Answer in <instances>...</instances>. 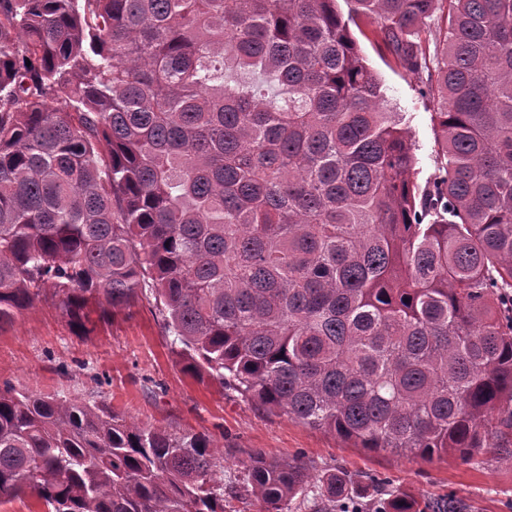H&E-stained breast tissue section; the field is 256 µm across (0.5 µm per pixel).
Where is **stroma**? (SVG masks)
<instances>
[{
  "mask_svg": "<svg viewBox=\"0 0 512 512\" xmlns=\"http://www.w3.org/2000/svg\"><path fill=\"white\" fill-rule=\"evenodd\" d=\"M378 29L377 21L364 18L350 26L387 99L409 119L422 183L434 169L432 114L438 101L420 94L422 76L396 65ZM92 327L90 334L76 335L57 297L44 294L0 329V383L36 394L104 401L139 423L209 436L224 447L228 486L238 481L248 452L258 449L270 459L300 456L319 469L344 468L363 503L377 497L368 481L373 475L385 480V493L426 506L451 498L460 512H512V463L493 452L481 451L468 462L453 457L423 461L349 448L330 433L270 414L217 381L184 371L152 296H141L125 313L94 319Z\"/></svg>",
  "mask_w": 512,
  "mask_h": 512,
  "instance_id": "35a3bbf8",
  "label": "stroma"
}]
</instances>
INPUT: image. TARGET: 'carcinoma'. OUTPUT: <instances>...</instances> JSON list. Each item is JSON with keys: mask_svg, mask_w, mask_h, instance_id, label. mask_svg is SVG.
I'll return each instance as SVG.
<instances>
[{"mask_svg": "<svg viewBox=\"0 0 512 512\" xmlns=\"http://www.w3.org/2000/svg\"><path fill=\"white\" fill-rule=\"evenodd\" d=\"M346 3L0 0V326L50 291L86 334L91 307L148 287L184 369L270 413L353 448L512 461V0ZM359 17L434 69L423 185ZM220 453L0 386V501L339 512L352 489L253 450L226 491Z\"/></svg>", "mask_w": 512, "mask_h": 512, "instance_id": "carcinoma-1", "label": "carcinoma"}]
</instances>
